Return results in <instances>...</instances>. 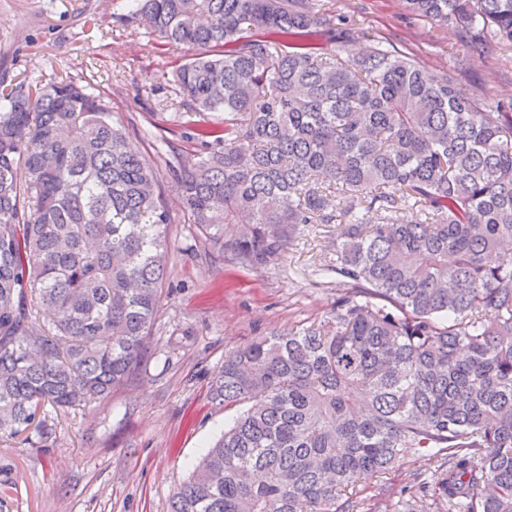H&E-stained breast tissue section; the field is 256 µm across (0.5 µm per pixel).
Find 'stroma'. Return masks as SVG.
Listing matches in <instances>:
<instances>
[{
	"mask_svg": "<svg viewBox=\"0 0 512 512\" xmlns=\"http://www.w3.org/2000/svg\"><path fill=\"white\" fill-rule=\"evenodd\" d=\"M136 0H0V85L73 80L110 105L147 163L160 167L171 210V255L145 366L134 381L68 416L47 420L46 438L0 443V463L18 484L15 512H168L174 489L232 415L209 398L226 354L272 330L295 331L330 317L340 291L319 272L335 261L340 224L301 227L276 261L242 269L205 247L185 224L177 183L159 140L188 155L172 117L187 96L172 74L183 47L160 44L123 17ZM351 25V50L394 47L438 74H452L482 111L512 110V45L474 41L454 26L409 14L404 0H325ZM443 470L400 461L350 490L353 512L384 496L437 486Z\"/></svg>",
	"mask_w": 512,
	"mask_h": 512,
	"instance_id": "1",
	"label": "stroma"
}]
</instances>
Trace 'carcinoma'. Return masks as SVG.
<instances>
[{"instance_id":"carcinoma-1","label":"carcinoma","mask_w":512,"mask_h":512,"mask_svg":"<svg viewBox=\"0 0 512 512\" xmlns=\"http://www.w3.org/2000/svg\"><path fill=\"white\" fill-rule=\"evenodd\" d=\"M140 2L134 22L192 51L173 123L195 154L166 165L208 248L268 264L342 217L332 318L224 357L211 399L240 411L170 512H349L343 492L415 456L440 483L375 512H512V113L381 44L351 55L323 0ZM405 2L512 43V0ZM169 224L159 169L87 87L0 96L1 440L140 374ZM15 489L0 466V512Z\"/></svg>"}]
</instances>
